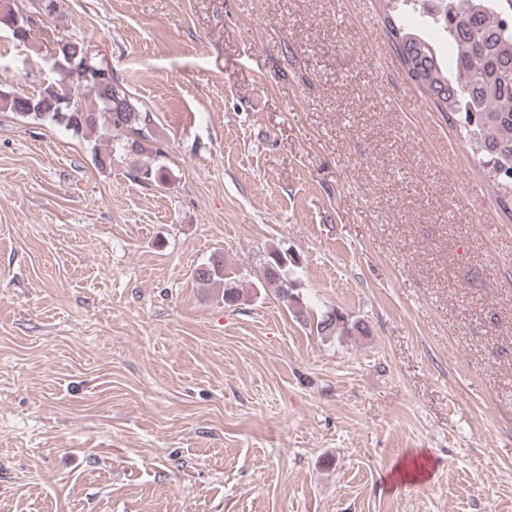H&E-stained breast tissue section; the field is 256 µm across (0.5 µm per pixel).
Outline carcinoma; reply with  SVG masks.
Instances as JSON below:
<instances>
[{"label":"carcinoma","mask_w":512,"mask_h":512,"mask_svg":"<svg viewBox=\"0 0 512 512\" xmlns=\"http://www.w3.org/2000/svg\"><path fill=\"white\" fill-rule=\"evenodd\" d=\"M393 14L385 29L393 50L409 78L431 98L448 123L460 129L472 152L486 168L497 189L503 211L512 218V0H438L439 9L425 7L429 0H390ZM19 41H27L31 27L9 3L0 5V25ZM451 49L444 56L442 49ZM59 56L87 59L89 47L83 42L59 43ZM78 87L94 94L95 108L83 106L72 90L62 83L49 84L31 96L0 93V109L35 122L50 120L85 139L98 131L112 133V150L128 154L147 151L149 114L114 78L102 63ZM130 176L144 186L159 185L165 179L163 167L151 163L132 168ZM288 251L271 250L260 276L286 307L295 308L298 320L308 315L298 309L300 296L291 276ZM195 279L203 284L224 286V303L239 300L224 259L215 256L199 265ZM357 327L336 310L326 311L315 322L319 335L342 336Z\"/></svg>","instance_id":"cac0c4a2"}]
</instances>
